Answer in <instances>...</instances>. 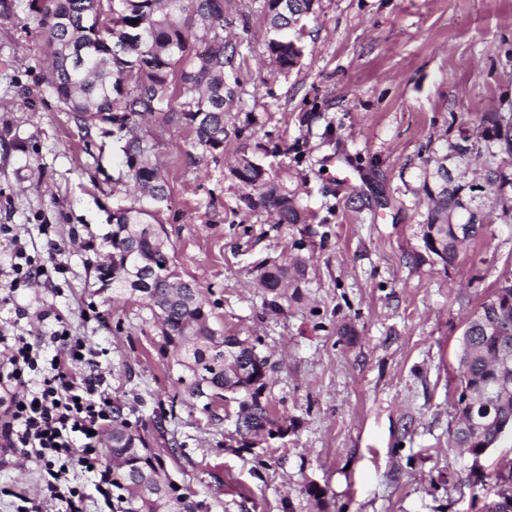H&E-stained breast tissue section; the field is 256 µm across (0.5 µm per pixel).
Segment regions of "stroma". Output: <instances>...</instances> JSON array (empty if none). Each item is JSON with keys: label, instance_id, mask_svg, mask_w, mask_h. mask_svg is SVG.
Returning a JSON list of instances; mask_svg holds the SVG:
<instances>
[{"label": "stroma", "instance_id": "obj_1", "mask_svg": "<svg viewBox=\"0 0 512 512\" xmlns=\"http://www.w3.org/2000/svg\"><path fill=\"white\" fill-rule=\"evenodd\" d=\"M7 2L0 225L53 273L0 303V336L35 344L32 380L48 373L51 334L66 324L89 349L80 372L136 406L153 448L209 512H482L512 442L477 471L448 441L460 338L512 273V228L488 225L443 263L424 247L421 185L427 157L457 127L512 113V0H318L290 71L266 52L264 0H224L234 56L223 152L203 154L175 112L135 127L167 179L159 219L173 269L195 279L217 326L274 365L265 395L288 433L245 445L224 408L209 418L182 402L147 311L103 289L110 216L134 201L116 183L117 139L57 102L30 0ZM243 154L287 173L313 220L278 224L246 209L231 173ZM296 259L304 276L271 303L260 274ZM23 496L60 508L39 466L0 440V512Z\"/></svg>", "mask_w": 512, "mask_h": 512}]
</instances>
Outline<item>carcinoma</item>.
Returning <instances> with one entry per match:
<instances>
[{
  "label": "carcinoma",
  "mask_w": 512,
  "mask_h": 512,
  "mask_svg": "<svg viewBox=\"0 0 512 512\" xmlns=\"http://www.w3.org/2000/svg\"><path fill=\"white\" fill-rule=\"evenodd\" d=\"M316 0H265L266 51L281 68L290 70L304 55L303 20L313 13ZM30 11L42 33L52 70L44 82L57 101L75 114L85 129L98 121H110L122 132L159 112H180L204 153L224 149V74L230 58L224 42V0H30ZM144 33L138 44L128 46L118 58L113 49L124 43L125 34ZM180 93H175V88ZM475 146L468 131L458 128L447 145L450 154ZM153 144L138 136L124 139L121 151L126 171L120 184L141 189L137 203L112 213V232L107 236L110 264L106 277L112 286V302L134 300L159 323L164 351L171 353L181 369L177 382L183 402L202 407L208 415L224 400V387L238 389L236 432L241 435L281 431L264 398V372L272 370L269 356L241 341L224 351V331L211 322L212 313L196 283L176 278L170 266L162 233H149L146 224L158 223L168 201L167 181L162 169L148 154ZM241 186L239 197L247 208H261L277 216L278 224H306L309 214L284 180L269 174L257 157H242L233 170ZM486 184L498 191L500 203L479 215V188L461 176H446L448 189L437 180L425 181L422 192L428 201L425 224L436 226V235L448 260L463 242L456 236L458 225L450 216L468 220L466 240L482 236L488 216L512 224V173L501 165L487 166ZM304 275L300 263L274 266L259 278L258 286L274 298L285 294L283 284ZM465 350L459 358L462 390L492 394L501 383L497 369L499 354L512 351L503 338L512 339V278L500 281L492 295L469 320L464 332ZM484 436L500 441L512 436V406L492 410ZM105 461L112 468L117 495L113 505L121 512H207V504L181 491L172 480L164 458L150 448L138 428L115 406L112 439ZM154 474L156 496L136 497V479Z\"/></svg>",
  "instance_id": "obj_1"
}]
</instances>
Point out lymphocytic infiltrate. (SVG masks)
<instances>
[{"label": "lymphocytic infiltrate", "mask_w": 512, "mask_h": 512, "mask_svg": "<svg viewBox=\"0 0 512 512\" xmlns=\"http://www.w3.org/2000/svg\"><path fill=\"white\" fill-rule=\"evenodd\" d=\"M57 337L63 349L52 359L48 376L37 383L30 377L39 359L33 344L23 336L5 342L0 388L8 399L0 412V437L42 465L47 488L65 512H86L84 487L69 481L68 464L76 462L98 501L112 505V473L103 466L98 447L104 427L112 422L113 401L102 388V378L78 370L79 357L87 352L85 342L65 331Z\"/></svg>", "instance_id": "obj_1"}]
</instances>
